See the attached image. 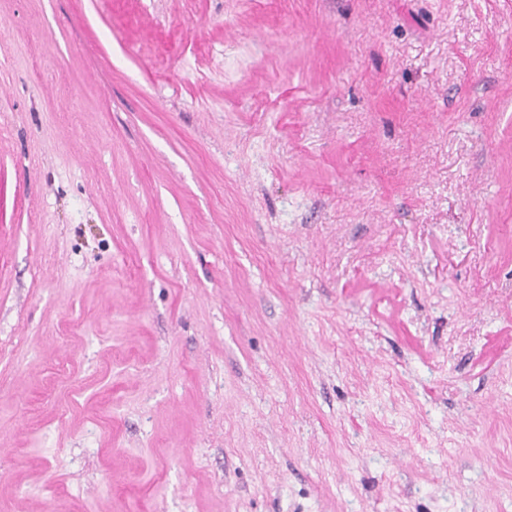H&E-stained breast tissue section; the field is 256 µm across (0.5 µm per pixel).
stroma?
Wrapping results in <instances>:
<instances>
[{"mask_svg":"<svg viewBox=\"0 0 512 512\" xmlns=\"http://www.w3.org/2000/svg\"><path fill=\"white\" fill-rule=\"evenodd\" d=\"M0 512H512V0H0Z\"/></svg>","mask_w":512,"mask_h":512,"instance_id":"1","label":"stroma"}]
</instances>
